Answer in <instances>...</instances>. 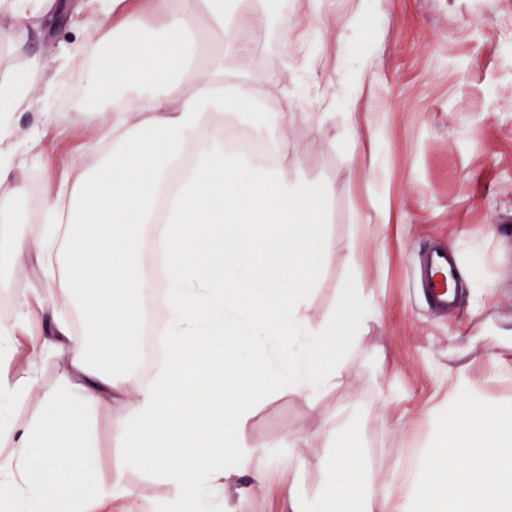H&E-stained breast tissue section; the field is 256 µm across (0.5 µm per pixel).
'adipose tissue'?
Segmentation results:
<instances>
[{
	"label": "adipose tissue",
	"mask_w": 512,
	"mask_h": 512,
	"mask_svg": "<svg viewBox=\"0 0 512 512\" xmlns=\"http://www.w3.org/2000/svg\"><path fill=\"white\" fill-rule=\"evenodd\" d=\"M95 3L84 25L121 17V38L95 81L113 106L95 115V139L33 236L5 229L13 221L5 200L19 188L12 168L0 166V268L34 255L44 285L22 289L17 305L51 308L46 335L0 332V359L24 344L68 355V374L44 395L35 422L0 417L9 445L0 512H109L121 480H96L80 462L95 445L91 410L113 404L128 409L116 429L126 468L151 470L182 506L202 491L223 499L229 476L269 457L240 440L255 403L283 390L312 401L334 387L358 322L378 311L348 285L335 313L311 322L325 237L310 203L325 188L224 148V114L243 76L198 60L193 35L208 17L225 53L240 57L251 50L242 24L262 27L265 13L242 12L240 0H177L150 37L128 0ZM183 80L190 89L177 92ZM300 119L320 123L312 108L281 104L268 129L274 147L287 149ZM162 249L173 258L166 295L175 353L146 383L136 371L138 336ZM73 310L86 318L81 342ZM328 438L320 494L309 500L289 487L290 512H387L385 495L369 486L360 439L333 430ZM410 480L398 512H512V406L492 408L477 385L460 386Z\"/></svg>",
	"instance_id": "adipose-tissue-1"
}]
</instances>
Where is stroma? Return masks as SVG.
<instances>
[{"label":"stroma","instance_id":"1","mask_svg":"<svg viewBox=\"0 0 512 512\" xmlns=\"http://www.w3.org/2000/svg\"><path fill=\"white\" fill-rule=\"evenodd\" d=\"M85 0L35 26L0 13V71L22 72L27 56H45L53 80L31 88L16 110L0 107V161L22 190L10 206L12 229L31 235L44 224L55 180L96 136L93 76L101 62L74 53L102 44L110 25L75 28ZM267 25L256 50L229 66L248 76L260 118L231 105L224 121L264 138L284 99L312 103L322 130L299 121L278 162L324 185L329 245L318 268L309 316L325 320L339 291L355 281L378 304L365 321L334 388L305 401L284 391L261 402L241 428L248 446L268 449L275 466L234 478L223 501L201 496L202 512H289L286 491L306 498L321 489L319 463L330 427L355 432L376 489L398 504L409 488L403 467L431 432L460 380L477 382L487 402L512 404V0H263ZM463 259L467 281L446 318L423 307L414 257L433 238ZM38 271L30 258L0 275V326L31 321L14 303ZM63 354L20 352L5 366L17 380L37 375L38 389L0 413L31 423L43 396L60 383ZM120 407L91 416L96 446L87 461L100 480L121 477L129 496L116 512H172L171 488L149 471L123 467L115 439Z\"/></svg>","mask_w":512,"mask_h":512}]
</instances>
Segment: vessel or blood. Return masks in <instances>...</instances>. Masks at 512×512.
Here are the masks:
<instances>
[{
  "instance_id": "1",
  "label": "vessel or blood",
  "mask_w": 512,
  "mask_h": 512,
  "mask_svg": "<svg viewBox=\"0 0 512 512\" xmlns=\"http://www.w3.org/2000/svg\"><path fill=\"white\" fill-rule=\"evenodd\" d=\"M461 258L443 242H434L419 255L414 277L425 304L437 314L452 313L464 281L460 274Z\"/></svg>"
}]
</instances>
